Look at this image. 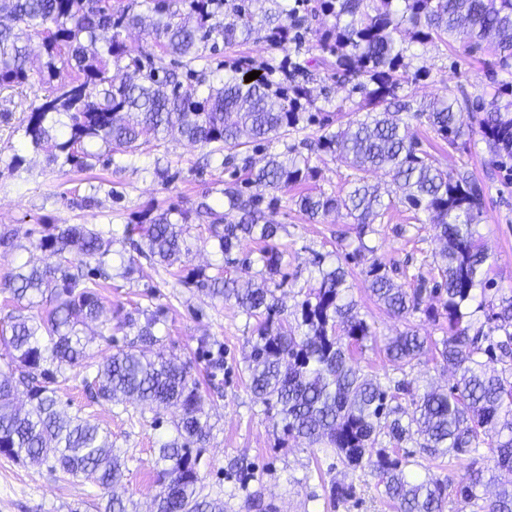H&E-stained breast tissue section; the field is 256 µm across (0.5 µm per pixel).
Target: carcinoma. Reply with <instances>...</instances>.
<instances>
[{
  "label": "carcinoma",
  "instance_id": "obj_1",
  "mask_svg": "<svg viewBox=\"0 0 512 512\" xmlns=\"http://www.w3.org/2000/svg\"><path fill=\"white\" fill-rule=\"evenodd\" d=\"M151 2L147 24L135 11L136 0L117 8L110 0H0V19L9 20L0 22V88L26 84L33 69L50 85L22 126L32 149L61 168L83 169L101 157L94 146L104 147L108 161L122 168L121 157L175 131L211 155L231 151L222 159L234 176L224 184V210L205 200L190 209L149 210L134 227L124 228V240L138 255L177 268L179 279L194 280L211 298L232 302L255 320L249 388L276 409L285 437L305 438L350 467L370 470L397 512H445L448 504V478L407 472L402 442L416 434L426 455L457 459L484 442L493 466L470 469L455 496L471 512H512V481L502 483L496 475L512 474V294L489 308L472 307L475 290L487 284L488 256L474 230L483 215V191L472 175L437 165L411 133L412 122H425L457 150L471 119L491 158L512 159V111L494 99L473 108L464 94L438 96L416 108L398 95L421 76L405 63L414 45L448 39L471 50L486 43L502 63L511 64L512 0H319L332 22L309 30L307 42L316 43L321 56L268 64L249 82L245 76L252 69L233 65L222 73L212 68L208 52L220 40L232 45L259 32L271 46L301 47L297 7L285 0ZM144 26L152 44L129 48L123 33ZM35 38L41 47L37 68L31 58ZM319 65L353 84L363 117L335 128L330 116L310 112L316 102L310 68ZM311 125L318 126L315 137L293 140L259 168L241 151ZM305 149L334 156L354 175L343 196L310 192L292 198L299 211L312 220L346 211L355 251L371 254L363 270L368 288L394 316L448 320L446 336L423 337L408 326L384 342L383 353L403 364L432 354L455 377L450 389L421 393L405 380L384 385L352 364V348L377 337L356 312L347 271L338 262L319 257L315 285L294 313L279 304L288 250L275 243L278 225L266 212H274L289 189L315 177ZM376 170L391 175L401 202L427 215L443 244L441 281L432 288L424 279L409 290L396 287L364 241L389 209L379 187L368 182L367 174ZM192 224L206 227L222 255L213 275L184 265ZM246 240L262 243V279L243 286L224 276V266L251 265L248 257H234ZM111 247L112 240L86 224L56 225L36 245L46 254L43 263L20 266L5 285L17 306L9 329L0 330L8 355L7 370H0V454L91 480L99 490L97 512H137L114 491L124 462L112 448L111 433L69 414L56 397L57 378L80 367L91 399L124 408L135 403L154 412L156 423L167 412L176 415V436L158 448L152 512H224V500L204 493L201 485L199 452L211 426L202 419L204 396L191 362L149 355L160 341L156 329L165 310L118 305L106 315L100 288L110 278ZM437 295L440 310L433 305ZM37 298L52 304L44 316L31 313ZM477 310L485 321L474 320ZM92 322L99 336L115 323L132 338L97 362L84 332ZM196 352L210 376L224 370V347L217 341L200 337ZM20 391L26 403L19 406ZM403 395L410 396L409 410L399 403ZM385 438L392 448H375ZM227 473L244 494L245 512H276L264 499L261 479L243 463L231 462Z\"/></svg>",
  "mask_w": 512,
  "mask_h": 512
}]
</instances>
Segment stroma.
I'll list each match as a JSON object with an SVG mask.
<instances>
[{
  "label": "stroma",
  "mask_w": 512,
  "mask_h": 512,
  "mask_svg": "<svg viewBox=\"0 0 512 512\" xmlns=\"http://www.w3.org/2000/svg\"><path fill=\"white\" fill-rule=\"evenodd\" d=\"M294 52V46L273 49L257 37L236 45H220L211 62L227 66L244 61L255 65L276 63ZM409 63L411 69L426 72L407 89L416 101L463 93L474 100L497 99L501 107L512 110V95L501 91L502 86L512 84V67H502L490 47L468 52L460 43L437 40L418 51ZM313 85L322 91L316 109L339 113L344 122L357 118L360 96L352 92L350 84L327 78L319 71ZM44 92V85L35 78L20 88L0 89V228L12 230L16 242L13 250H0V327L14 309L10 293L3 288L5 281L24 263L42 259L36 245L52 225L113 229L112 250L118 253L125 249L121 239L125 225L135 223L141 212L152 208L188 209L204 196L212 204L221 205V191L230 179L220 156H208L205 148L177 135L142 146L134 157L136 168L132 171L115 170L104 159L93 169L79 172L50 164L44 154L33 151L18 129L31 104ZM15 155L21 157L20 165H11ZM436 157L442 168L468 171L482 187L485 206L475 236L489 256L486 269L492 288L485 302L495 301L497 293H512V169L492 162L477 133L467 137L459 150L437 151ZM311 165L316 177L303 184V191H347L352 171L343 163L331 155L316 153ZM157 166L167 169L168 179L151 175V168ZM368 179L381 184L391 200L387 213L376 221L367 237L376 257L392 268V278L401 287H408L418 276L430 282L439 280L443 264L440 242L400 203V194L389 177L378 171L369 174ZM271 218L280 224L278 238L291 253L288 282L278 292L283 307L291 312L311 284L316 256L336 250V238L348 231L351 220L341 212L308 220L287 195ZM343 266L358 310L378 339L394 336L409 324L420 335L442 337L441 322L421 314L404 321L388 313L368 290L360 260H344ZM149 294L166 312L158 332L161 347L167 354L193 361L197 378L205 376V364L196 358L198 338L215 337L224 347L223 373L215 384L202 387L203 410L213 430L201 450L199 469L205 487L218 486L229 493L228 512H243L241 498L231 496L232 486L224 480V471L233 459L252 464L263 480L266 498L278 512H395L367 471L350 468L336 455L309 447L306 441L284 440L275 410L266 408L247 385L245 358L250 352L253 321L234 305L212 300L195 285L178 282L162 266L145 258L138 260L130 277H112L102 291L109 305L127 306L144 301ZM354 359L363 374L384 383L404 379L416 389L428 385L448 388L454 383L446 367L425 358L401 368L389 362L378 348L367 346ZM56 395L69 413L92 416L111 432L113 446L126 459L122 488L142 512H147L158 490L157 450L175 435L172 415H165L162 425L156 427L152 412L93 402L76 370L58 381ZM401 448L411 454V474L431 471L446 477L452 485L471 464L484 466L491 458L484 445L473 455L450 461L418 454L412 440L402 443ZM334 482L352 487V495L332 502L330 485ZM97 492L86 479L65 477L43 465L17 463L0 456V512H94Z\"/></svg>",
  "instance_id": "1"
}]
</instances>
